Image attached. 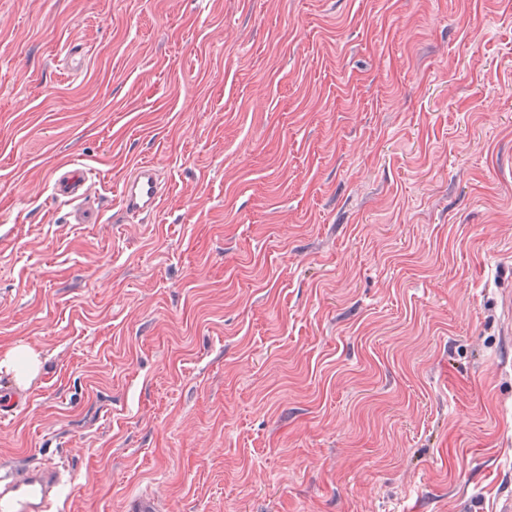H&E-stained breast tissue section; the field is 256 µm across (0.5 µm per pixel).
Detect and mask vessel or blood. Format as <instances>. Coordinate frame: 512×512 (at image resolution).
I'll use <instances>...</instances> for the list:
<instances>
[{"label":"vessel or blood","mask_w":512,"mask_h":512,"mask_svg":"<svg viewBox=\"0 0 512 512\" xmlns=\"http://www.w3.org/2000/svg\"><path fill=\"white\" fill-rule=\"evenodd\" d=\"M57 196L80 202L81 207L73 214L77 224L93 221V211L86 209L95 193L91 173L74 165H61L54 177ZM121 208L127 215L151 214L162 200V187L156 169L150 163L138 164L120 186ZM66 481L62 466L41 464L18 467L0 465V512H58L59 495Z\"/></svg>","instance_id":"obj_1"}]
</instances>
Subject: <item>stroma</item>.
<instances>
[{
	"instance_id": "1",
	"label": "stroma",
	"mask_w": 512,
	"mask_h": 512,
	"mask_svg": "<svg viewBox=\"0 0 512 512\" xmlns=\"http://www.w3.org/2000/svg\"><path fill=\"white\" fill-rule=\"evenodd\" d=\"M509 292L512 0H0V463L61 512H499ZM121 209L130 216L149 215L162 200V187L151 163L138 164L120 186ZM56 195L68 201L88 202L95 194V181L85 168L74 164H63L54 177ZM23 363V367H20ZM39 354L29 345L17 344L2 350L0 353V372L1 370L13 371L21 378L32 376L39 367Z\"/></svg>"
}]
</instances>
